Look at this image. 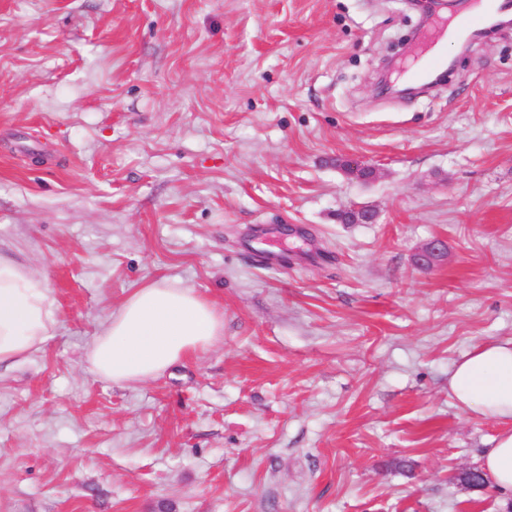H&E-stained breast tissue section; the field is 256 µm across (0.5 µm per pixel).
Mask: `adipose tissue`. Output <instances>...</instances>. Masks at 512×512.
Masks as SVG:
<instances>
[{"label": "adipose tissue", "mask_w": 512, "mask_h": 512, "mask_svg": "<svg viewBox=\"0 0 512 512\" xmlns=\"http://www.w3.org/2000/svg\"><path fill=\"white\" fill-rule=\"evenodd\" d=\"M55 326L46 282L0 257V366L38 349ZM224 334V316L193 289L160 279L136 289L112 313L87 351V369L115 384L161 375ZM458 407L500 424L481 469L512 495V338L475 345L448 371Z\"/></svg>", "instance_id": "1"}]
</instances>
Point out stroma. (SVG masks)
I'll return each instance as SVG.
<instances>
[{
  "label": "stroma",
  "mask_w": 512,
  "mask_h": 512,
  "mask_svg": "<svg viewBox=\"0 0 512 512\" xmlns=\"http://www.w3.org/2000/svg\"><path fill=\"white\" fill-rule=\"evenodd\" d=\"M408 0H0V255L55 330L0 368V512H512L452 364L512 338V29L381 93ZM377 169L348 175L342 160ZM375 209L372 224L338 211ZM444 238L432 269L414 253ZM224 334L115 385L137 288Z\"/></svg>",
  "instance_id": "obj_1"
}]
</instances>
